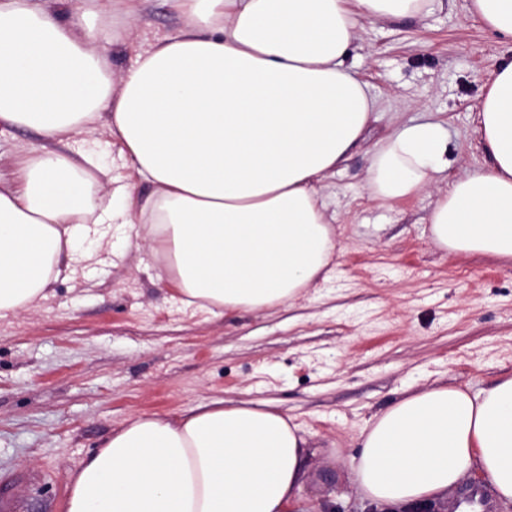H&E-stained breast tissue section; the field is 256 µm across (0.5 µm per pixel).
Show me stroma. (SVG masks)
Listing matches in <instances>:
<instances>
[{
	"instance_id": "1",
	"label": "stroma",
	"mask_w": 512,
	"mask_h": 512,
	"mask_svg": "<svg viewBox=\"0 0 512 512\" xmlns=\"http://www.w3.org/2000/svg\"><path fill=\"white\" fill-rule=\"evenodd\" d=\"M468 0L365 23L346 62L376 101L359 145L322 183L343 250L327 279L262 312L184 306L142 241L113 239L92 271L54 282L47 299L0 319V477L30 482L28 512H63L70 476L124 419L178 415L216 398L274 401L315 433L306 494L330 512H373L350 460L365 423L434 384L479 391L512 374V263L431 240L428 194L373 197V153L402 123L448 130L440 188L484 169L477 114L493 72L512 62ZM185 24L171 0H142L134 34L108 45L114 75ZM113 186L150 184L100 129Z\"/></svg>"
}]
</instances>
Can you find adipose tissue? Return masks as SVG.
I'll return each instance as SVG.
<instances>
[{
	"label": "adipose tissue",
	"instance_id": "ef3b65f1",
	"mask_svg": "<svg viewBox=\"0 0 512 512\" xmlns=\"http://www.w3.org/2000/svg\"><path fill=\"white\" fill-rule=\"evenodd\" d=\"M64 22L0 0V124L44 139L0 173V318L46 298L108 234L149 241L185 305L261 311L325 273L337 240L319 193L375 103L345 64L364 22L428 0H172L179 32L113 76L98 26L112 0H70ZM478 121L486 169L454 180L430 215L433 242L512 261V63ZM152 187L136 212L101 195L106 170L81 146L95 124ZM447 129H396L373 154L378 199L418 195L448 166ZM311 432L270 400L216 399L140 414L71 476L64 512H296ZM355 489L377 512H412L476 473L512 503V375L479 392L433 385L362 428Z\"/></svg>",
	"mask_w": 512,
	"mask_h": 512
}]
</instances>
